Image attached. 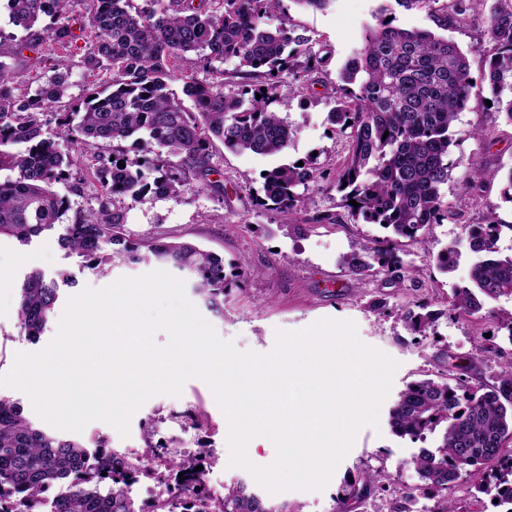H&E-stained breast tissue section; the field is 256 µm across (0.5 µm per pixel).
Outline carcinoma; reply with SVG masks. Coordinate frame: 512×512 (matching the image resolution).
<instances>
[{
  "label": "carcinoma",
  "mask_w": 512,
  "mask_h": 512,
  "mask_svg": "<svg viewBox=\"0 0 512 512\" xmlns=\"http://www.w3.org/2000/svg\"><path fill=\"white\" fill-rule=\"evenodd\" d=\"M11 23L28 32L23 48L36 50L49 39L66 48L75 38L66 17L69 0H6ZM94 7L83 30L91 33L86 64L112 65V84L91 86L83 96L65 100L70 65L54 60L51 74L26 101L13 92L14 75L0 61V164L18 168V178L0 182V237L28 241L55 225L69 210L53 190L72 177L73 160L44 131L51 113L88 149L112 142L118 151L98 159L94 168L103 188L95 211H76L59 236L60 246L85 259L88 267L103 270L114 262L155 261L185 273L193 291L206 307L224 314V290L246 274L239 261L224 264V257L189 243L157 236L146 242L125 237L121 203L175 196L190 177L213 172L210 148L214 140L232 151L278 155L288 149L293 130L271 109L282 93L303 92L312 74L327 63L294 35L285 24L270 20L283 12L284 0H144L132 10V0H92ZM406 10L428 7L434 22L448 26V11L434 9L440 0H396ZM44 16L51 23L34 30ZM382 7L364 28L361 45L340 73L341 84L329 121L346 137L348 154L339 171L336 189L348 217L364 224H382L391 235L363 246L346 257L348 268L361 274L375 267L391 274L399 266L400 240L423 244V230L448 219L442 187L448 184L450 129L470 100L473 84L465 55L457 46L428 31L407 30L388 20ZM492 52L486 60L488 87L498 112L512 123V0H494L489 15ZM193 53L206 62L235 60L229 79L254 81L249 89L226 94L195 80L182 92L194 102L187 110L168 89V62ZM292 82L284 81L285 75ZM261 99H256V94ZM132 141L139 152L125 157L121 144ZM26 143L25 153L13 155L5 147ZM125 166H119V163ZM151 164L159 176L143 182L142 167ZM492 176L484 166L471 163L463 184L478 190ZM322 178L321 167L309 158L303 165L282 164L267 171L259 205L295 221L304 203L299 189H309ZM165 191L157 193L154 184ZM356 201L354 207L350 201ZM472 252L478 254L467 284L454 288L448 311L483 320H495L512 342V315L498 318L486 301L512 297V257H495L501 224L492 218L467 227ZM457 252L445 248L436 255L438 268L454 269ZM59 284L39 271L28 274L21 287L18 328L36 341L54 313ZM404 313L415 333L430 329L439 313L418 305ZM394 433L413 441L440 432L436 445L420 449L411 464L423 488L442 492L461 473L470 475L476 489L512 504V454L503 445L512 439V361L501 386L484 388L459 380L413 381L400 392L389 413ZM94 454L75 440H64L33 426L20 404L0 396V512H17L22 501L48 512H138L129 495L130 480L144 471L157 474L163 485L153 512H294L256 494L242 479L224 485L215 498L195 457L175 451L152 456H125L106 451L96 442ZM381 470L362 471L345 481L336 497L335 512L347 501L362 499L384 482ZM66 490L43 500L60 484Z\"/></svg>",
  "instance_id": "cac0c4a2"
}]
</instances>
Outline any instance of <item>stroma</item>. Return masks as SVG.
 Listing matches in <instances>:
<instances>
[{
    "label": "stroma",
    "mask_w": 512,
    "mask_h": 512,
    "mask_svg": "<svg viewBox=\"0 0 512 512\" xmlns=\"http://www.w3.org/2000/svg\"><path fill=\"white\" fill-rule=\"evenodd\" d=\"M91 5L92 0H70L68 16L77 36L67 49L47 41L34 53L19 50L27 33L10 24L5 0H0V31L7 35L0 43V60L14 72L18 98L31 94L46 72L35 63L39 55L51 61L67 53L73 62L69 89L73 97H80L89 86L111 82V68L92 71L84 64L91 38L81 26ZM383 6L392 10L397 26L434 30L454 42L469 60L474 85L468 108L452 126L450 160L454 167L443 187L450 210L448 219L427 228L426 245L401 243V264L394 275L375 271L357 275L344 265V258L360 246L385 237V229L377 224L356 223L346 216L335 224H316L312 218L324 211L339 213L336 176L347 149L345 139L333 133L328 113L340 68L360 46L363 29L373 13ZM490 7V0H473L464 20H449L447 27L440 29L427 9L408 11L397 6L395 0H333L331 7L322 12L307 11L291 2L286 15L292 29L306 37L313 50L330 51L331 58L317 74L308 97L283 98L272 105L294 131L286 153L269 156L236 152L217 141L211 149V164L220 175L223 194L213 193L194 177L177 196L125 205L121 231L126 237L146 241L163 236L194 243L223 256L228 263L246 262L249 274L224 293L223 315L203 306L198 309L218 337L233 341L237 349L267 353L274 346L276 330L297 331L329 318L353 321L363 343L400 364L381 405L377 427L359 431L327 487L321 491L277 493L271 495V502L288 504L296 512H332L346 476L382 468L388 475L386 492L352 501L350 512H396L404 505L412 512H431L446 498L457 512H500L491 497L474 499L472 481L465 474L447 493L429 491L419 495L415 504H406V494L420 484L410 464L419 446L397 437L388 423L389 410L408 382L459 377L473 385L497 388L505 361L512 360V342L497 323H479L447 311L453 289L467 282L475 261L465 242V225L481 223L488 214H495L503 225L496 243L497 255L512 257V203L502 199L500 180H489L471 193L462 188L470 163H481L490 170L512 168V124L490 106L492 94L483 79L485 56L492 48L488 33ZM313 154L328 175L306 191L305 204L295 216L297 229H286L279 215L256 206L255 194L262 189L264 172ZM59 235V230L53 229L27 242L0 238V374L11 370L16 353L41 351L54 339L58 316L70 297L87 288L102 289L120 278L139 277L156 269L152 263L117 264L99 272L87 269L82 258L60 247ZM447 247L456 249L458 262L453 271L444 273L436 266L435 254ZM35 270L61 279L62 284L56 315L40 339L33 342L20 335L17 311L23 281ZM424 302L441 316L428 335L418 337L405 327L400 314ZM485 333L494 348L490 354L479 351L476 344L477 336ZM190 409L205 415V426L192 425L185 416ZM150 417L158 420L157 440L200 457L208 484L248 478V471L229 467L227 420L208 385L198 378L185 381L180 395L160 394L145 401L131 418L128 436L94 420L77 438L87 444L102 439L117 451L141 448L145 442L140 423Z\"/></svg>",
    "instance_id": "stroma-1"
}]
</instances>
